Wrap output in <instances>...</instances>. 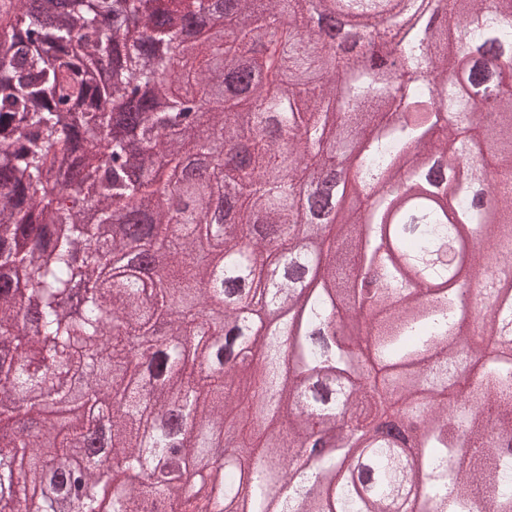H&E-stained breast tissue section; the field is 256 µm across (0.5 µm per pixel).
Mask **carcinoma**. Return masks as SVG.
Here are the masks:
<instances>
[{
    "mask_svg": "<svg viewBox=\"0 0 512 512\" xmlns=\"http://www.w3.org/2000/svg\"><path fill=\"white\" fill-rule=\"evenodd\" d=\"M17 2L0 16V392L22 405L0 404V512H98L108 487L111 512H512V0H222L252 27L219 50L190 0H120L133 28L107 23L114 0ZM244 61L246 98L196 130V99ZM124 115L140 165L119 141L93 164ZM227 136L233 165L153 202L165 168ZM345 161L330 217L295 222L297 187ZM228 180L242 205L221 240L206 216ZM119 200L112 248H167L155 279L133 261L101 278ZM217 303L224 319L197 314ZM77 394L92 415L119 397L107 469L74 470L87 424L44 416ZM146 398L181 404L186 429L145 438ZM123 213L124 211L122 210H115L113 212V222L115 224L102 225L99 230L100 240L101 243L104 245L105 251H112V238L118 237V223L122 220ZM109 259L112 264H122L124 260L123 253L120 251H112V253L109 256Z\"/></svg>",
    "mask_w": 512,
    "mask_h": 512,
    "instance_id": "carcinoma-1",
    "label": "carcinoma"
}]
</instances>
